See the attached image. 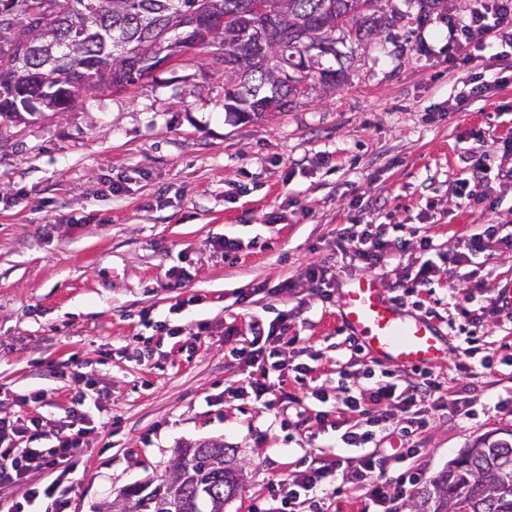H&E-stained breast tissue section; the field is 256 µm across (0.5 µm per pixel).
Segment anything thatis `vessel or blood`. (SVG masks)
<instances>
[{
	"label": "vessel or blood",
	"mask_w": 512,
	"mask_h": 512,
	"mask_svg": "<svg viewBox=\"0 0 512 512\" xmlns=\"http://www.w3.org/2000/svg\"><path fill=\"white\" fill-rule=\"evenodd\" d=\"M338 322L374 360L399 368L438 364L447 341L426 317L387 299L377 278L350 282L338 296Z\"/></svg>",
	"instance_id": "obj_1"
}]
</instances>
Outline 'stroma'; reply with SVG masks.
Instances as JSON below:
<instances>
[{"mask_svg":"<svg viewBox=\"0 0 512 512\" xmlns=\"http://www.w3.org/2000/svg\"><path fill=\"white\" fill-rule=\"evenodd\" d=\"M403 20L356 50L347 82L325 98L249 123L224 110V79L188 50L135 85L80 97L67 112L0 122V418L52 427L72 408L82 368L97 410L65 490L68 512H108L133 484L159 483L175 449L219 440L244 464V490L224 512H250L268 487L302 461L335 467L334 432L315 418L311 390L342 406L336 363L348 384L374 368L336 330V300L304 277L326 263L333 289L366 278L344 225L373 222L431 237L438 248L480 225L512 232V182L496 187L497 214L456 208L469 134L512 133V68L486 100L463 111L449 98L467 90L474 67L449 69L441 27L391 0ZM236 240L231 256L216 238ZM184 268L181 279L167 275ZM455 274L485 309L479 348L459 369L457 339L431 378L469 415L430 414L418 460L433 477L477 437L512 428V375L497 367L512 345V249ZM295 288L273 294L284 279ZM251 293L249 305L238 302ZM184 302L175 310L176 302ZM287 313L303 351L282 355L311 368L288 390L305 399L286 419L243 394L248 373L231 356L248 346L251 321ZM167 320L191 336L154 331Z\"/></svg>","mask_w":512,"mask_h":512,"instance_id":"1","label":"stroma"}]
</instances>
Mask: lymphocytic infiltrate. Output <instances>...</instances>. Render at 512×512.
Returning a JSON list of instances; mask_svg holds the SVG:
<instances>
[{
  "label": "lymphocytic infiltrate",
  "instance_id": "lymphocytic-infiltrate-1",
  "mask_svg": "<svg viewBox=\"0 0 512 512\" xmlns=\"http://www.w3.org/2000/svg\"><path fill=\"white\" fill-rule=\"evenodd\" d=\"M447 30L448 65L460 68L479 64L481 71L468 91L469 98L487 99L502 82V72L512 57V0H469L465 14L442 18ZM476 144L470 149V165L464 175L456 180L454 195L459 206L472 203L484 204L489 212H496L498 200L492 187L491 166L488 153L483 149L484 133H477ZM342 238L358 242V257L369 269L395 276L403 295L411 297L439 280L442 267L456 269L471 265L479 255L492 251L495 246L512 247V234L500 235L495 224L468 235L451 252L435 251L431 238H421L418 247L424 258L416 264L396 267L391 263L392 254L408 251V239L396 236L386 238L381 227L369 224H347L340 230ZM298 337L288 333V316L280 314L270 322L252 323L251 346L239 349L237 360L247 367V386L255 399L261 400L265 410L284 413L300 409L302 400L281 392L278 400H271L272 377L294 376L303 380L310 369L307 365H290L281 359L282 347L298 344ZM417 380L406 386L394 383L393 371L383 376L368 372L371 385L358 390L344 387L345 407L364 416V424L331 419L326 406L329 395L322 390L312 391L311 397L321 409L319 420L324 428L334 431L345 447L356 449L357 454L345 458L342 474L324 467L301 466L286 474L268 491L271 500L277 501L275 510L256 504L253 512H297L299 506L309 505L312 512H324L321 495L335 478L361 489L364 493L362 512H397L399 501L409 500L415 486L420 483L422 472L410 466V459L420 454L410 440L428 423L421 405L426 398H433L435 407L443 402L437 397L439 383L432 381L429 369L417 372ZM90 419L85 411L72 409L65 419L51 430H44L35 419L22 418L5 421L0 419V485L16 487L19 499L9 512H25L26 505L37 499L48 502L49 512H65L67 501L58 493V487L68 481L75 468V459L83 448ZM28 437L46 440V447L16 448L14 439ZM401 464L397 475H389L390 464ZM57 470L55 484L39 489L30 486V472L42 469Z\"/></svg>",
  "mask_w": 512,
  "mask_h": 512
}]
</instances>
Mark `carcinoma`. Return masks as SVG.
Listing matches in <instances>:
<instances>
[{
	"label": "carcinoma",
	"instance_id": "1",
	"mask_svg": "<svg viewBox=\"0 0 512 512\" xmlns=\"http://www.w3.org/2000/svg\"><path fill=\"white\" fill-rule=\"evenodd\" d=\"M18 13L13 28L0 27V120L22 113L67 112L76 99L108 84L125 88L155 72V59L198 0H0ZM45 2L43 13L25 23L29 10ZM253 0H210L224 14V28L198 32L178 50L216 48L223 66L224 111L241 120L289 112L312 91L331 94L347 80L353 55L336 50V29L351 26L349 46L362 47L396 27L400 17L390 0H370L384 18L376 28L363 0H279L271 15H255ZM419 14L441 16L448 0H415ZM325 49L334 64L300 68L301 47ZM269 47L273 68L246 71L243 63ZM236 449L221 442L200 443L183 463L182 481L166 478L123 492L114 512H204L206 501L241 494ZM409 512H512V430L480 436L431 479L419 483Z\"/></svg>",
	"mask_w": 512,
	"mask_h": 512
}]
</instances>
